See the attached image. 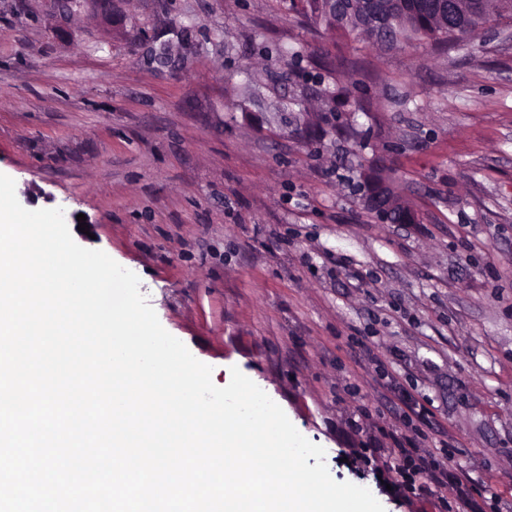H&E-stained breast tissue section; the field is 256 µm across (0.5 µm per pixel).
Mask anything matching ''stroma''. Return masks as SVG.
<instances>
[{
    "instance_id": "35a3bbf8",
    "label": "stroma",
    "mask_w": 512,
    "mask_h": 512,
    "mask_svg": "<svg viewBox=\"0 0 512 512\" xmlns=\"http://www.w3.org/2000/svg\"><path fill=\"white\" fill-rule=\"evenodd\" d=\"M373 162L419 224L366 209ZM0 167L24 208L63 209L137 274L216 386L235 367L265 391L336 481L439 512L360 458L410 411L397 381L429 403L428 447L512 502V21L385 49L275 0H0Z\"/></svg>"
}]
</instances>
